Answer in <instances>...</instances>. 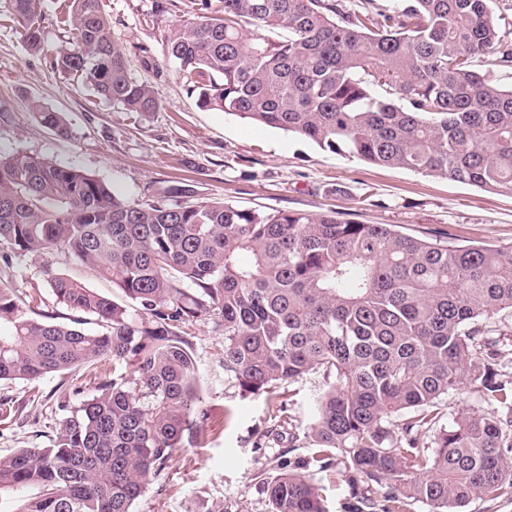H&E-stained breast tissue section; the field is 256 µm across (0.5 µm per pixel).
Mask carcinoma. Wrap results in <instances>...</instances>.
Here are the masks:
<instances>
[{
  "label": "carcinoma",
  "instance_id": "1",
  "mask_svg": "<svg viewBox=\"0 0 512 512\" xmlns=\"http://www.w3.org/2000/svg\"><path fill=\"white\" fill-rule=\"evenodd\" d=\"M492 0H398L386 12L344 0H192L195 17L162 29L167 55L203 106L293 133L321 150L449 177L512 195V85L474 68L512 39ZM41 48L37 0H11ZM70 37L55 66L127 112L159 108L131 76L99 0H69ZM39 123L64 137L60 113ZM185 187L129 202L104 182L39 157L0 156V251L73 256L112 281L107 296L43 269L66 324L0 272V380L85 376L94 393L40 442L0 455L13 512H133L185 432L207 420L186 328L224 335V379L246 395L322 380L306 466L344 464L345 512H465L512 501V372L489 352V325L512 309V251L450 246L392 224L336 213H259ZM54 199L48 210L43 201ZM98 325L87 332V317ZM112 361V374L97 364ZM470 384L493 408L436 431L438 401ZM270 512H326L291 465L265 486Z\"/></svg>",
  "mask_w": 512,
  "mask_h": 512
}]
</instances>
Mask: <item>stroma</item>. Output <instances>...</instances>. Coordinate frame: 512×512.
<instances>
[{
	"mask_svg": "<svg viewBox=\"0 0 512 512\" xmlns=\"http://www.w3.org/2000/svg\"><path fill=\"white\" fill-rule=\"evenodd\" d=\"M154 0H101L115 36L127 44L134 77L151 82L160 107L134 114L97 97L81 76L56 69L53 58L69 38L67 0H41L43 48L29 50L0 0V155L23 152L73 167L113 186L128 201L158 197L184 183L192 201L212 198L241 209L335 211L344 221L393 224L413 235L447 234L512 251V195L455 180L377 166L279 129L259 127L199 104V91L167 58L149 20ZM62 114L60 137L37 122L31 102ZM111 294L112 284L73 257L29 256L12 269L17 288L39 287L43 310L70 316L43 281L44 266ZM209 413L184 439L170 466L153 479L134 512H269L264 485L283 462L298 465L309 448L289 445L290 429L305 433L314 391L308 380L291 384L283 400L292 427L280 426L266 398L243 395L224 379V337L213 321L188 329ZM78 404L60 378L1 380L0 400L15 402L20 419L0 428V454L32 445L38 430H54L58 402Z\"/></svg>",
	"mask_w": 512,
	"mask_h": 512,
	"instance_id": "35a3bbf8",
	"label": "stroma"
}]
</instances>
